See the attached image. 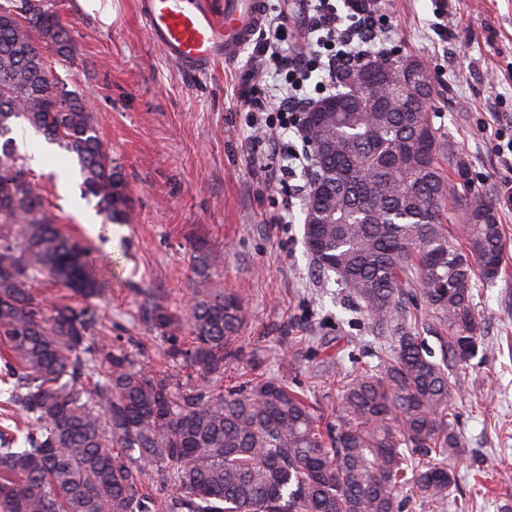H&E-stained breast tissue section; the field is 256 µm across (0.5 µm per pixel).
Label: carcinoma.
Returning a JSON list of instances; mask_svg holds the SVG:
<instances>
[{"label": "carcinoma", "mask_w": 512, "mask_h": 512, "mask_svg": "<svg viewBox=\"0 0 512 512\" xmlns=\"http://www.w3.org/2000/svg\"><path fill=\"white\" fill-rule=\"evenodd\" d=\"M75 52L46 0H0V418L14 423L0 428V512H445L457 500L450 463L466 456L452 379L485 349L476 291L499 278L506 243L433 124V86L412 112L400 70L367 59L336 74V111L321 122L331 148L302 134L306 249L371 335L352 368L341 348L327 355L336 405L324 415L263 371L224 383L248 312L214 286L202 246L186 317L142 310L165 369L102 338L89 249L62 233L10 137L21 123L58 145L77 161L81 198L128 223V187L92 104L48 58ZM43 278L87 302L38 292Z\"/></svg>", "instance_id": "cac0c4a2"}]
</instances>
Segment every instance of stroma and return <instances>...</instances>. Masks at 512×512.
<instances>
[{"mask_svg":"<svg viewBox=\"0 0 512 512\" xmlns=\"http://www.w3.org/2000/svg\"><path fill=\"white\" fill-rule=\"evenodd\" d=\"M393 23V55L423 59L432 74L433 123L466 156L473 186L496 206L512 244V169L494 150L498 132L512 136V0H452L448 32L435 27L434 0H369ZM85 0H58L72 26L73 85L93 101L96 129L130 188V221L82 223L71 205L76 184L60 183L51 167H34L60 228L91 246L111 285L104 305L112 335L131 338L147 366L163 368L160 346L139 320L144 299L181 309L192 276L193 247L206 242L216 259L213 280L237 290L248 321L232 379L260 361L270 376L316 392L320 408L336 399L323 385L321 358L305 337L358 354L366 324L344 307L341 290L314 268L302 242L307 174L267 180L253 156L242 91L257 88L252 51L204 75L182 73L147 39L136 0H101L110 22ZM62 164V163H59ZM77 172L74 160L62 164ZM289 223H278L281 213ZM505 271L481 289L485 360L461 374L451 406L468 447L456 464L460 500L469 512H512V247Z\"/></svg>","mask_w":512,"mask_h":512,"instance_id":"stroma-1","label":"stroma"}]
</instances>
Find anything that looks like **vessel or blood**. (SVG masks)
Masks as SVG:
<instances>
[{"instance_id": "b4317fda", "label": "vessel or blood", "mask_w": 512, "mask_h": 512, "mask_svg": "<svg viewBox=\"0 0 512 512\" xmlns=\"http://www.w3.org/2000/svg\"><path fill=\"white\" fill-rule=\"evenodd\" d=\"M151 43L180 69L201 74L235 59L265 18L264 0H137Z\"/></svg>"}]
</instances>
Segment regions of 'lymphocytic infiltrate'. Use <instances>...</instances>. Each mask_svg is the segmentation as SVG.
I'll list each match as a JSON object with an SVG mask.
<instances>
[{
  "mask_svg": "<svg viewBox=\"0 0 512 512\" xmlns=\"http://www.w3.org/2000/svg\"><path fill=\"white\" fill-rule=\"evenodd\" d=\"M303 5L309 19L303 51L287 47L286 26L276 15L267 18L252 52L253 71L264 88L248 100L247 125L255 150L281 177L306 163L305 152L288 137L300 112L335 89L340 68L387 55L392 31L388 16L359 8L355 0L342 6L337 0H303Z\"/></svg>",
  "mask_w": 512,
  "mask_h": 512,
  "instance_id": "lymphocytic-infiltrate-1",
  "label": "lymphocytic infiltrate"
}]
</instances>
